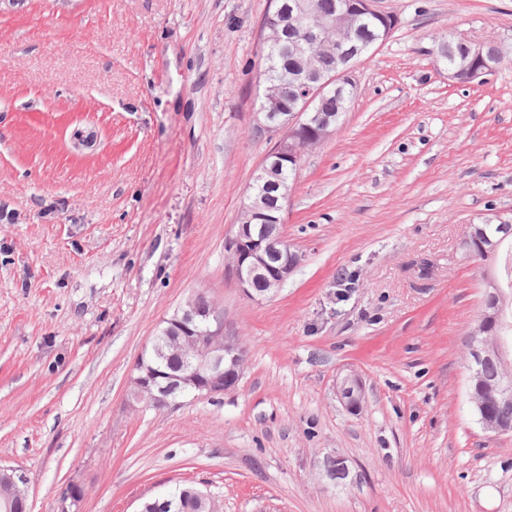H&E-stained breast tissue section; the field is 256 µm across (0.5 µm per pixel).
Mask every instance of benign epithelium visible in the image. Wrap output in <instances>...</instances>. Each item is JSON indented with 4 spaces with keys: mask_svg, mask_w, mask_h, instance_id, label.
Instances as JSON below:
<instances>
[{
    "mask_svg": "<svg viewBox=\"0 0 512 512\" xmlns=\"http://www.w3.org/2000/svg\"><path fill=\"white\" fill-rule=\"evenodd\" d=\"M314 12V0H294L291 5L283 4L281 0H269V9L262 25L265 44L274 40L276 27L286 30L301 25L303 30L288 45L289 52L299 62L297 93L290 103L281 105L272 95L270 87L264 84V79H259L264 92L260 108L255 113L256 129L267 134L274 144L255 176V183L243 206L244 219L236 225L230 241L233 274L238 287L249 298L275 295L302 260V256L291 250L284 239L268 236L263 231V225L259 224L261 220L281 221V214L269 215L264 212L263 190L279 187L283 201H288L291 185L284 180V169L297 166L308 143H321L336 131V116L322 112L317 105L318 99L336 92L343 84L351 83L355 66L371 46L367 45L353 54L347 51L345 40L336 41L334 49L344 61V67L333 75H321L316 71L312 51L324 43L328 31L336 28L348 33L355 24L373 18L380 25L376 40L382 42L397 24L393 16L375 8V0H348L347 4L330 12L322 21H310ZM457 42L462 52L457 64L448 69V78L457 83L483 81L499 68L501 58L507 55L502 46L492 53L484 42L461 38ZM258 279L267 282V288L262 293L254 288ZM200 319L207 324L205 336L194 334ZM167 322L185 337L180 345L184 353V366L177 373L164 371L161 367L163 347L150 343L148 350L153 357H140L131 378L132 399L136 403L163 410L178 406L187 398L222 395L235 385L245 361L236 337L224 335V313L221 309L214 306L202 311L193 300L188 299ZM492 358L507 362L504 337L485 338L472 347L473 364ZM482 389L490 391L498 401H512V385L509 383L501 381L493 386H472L471 398L477 399ZM362 396L360 379L356 376L345 378L340 393L344 403L354 409ZM0 477L12 486L17 499L27 501L24 490L27 479L20 470L0 466ZM148 508L183 512L184 501L171 499L162 492L153 496L152 502L142 503L139 512H146ZM195 509L196 512H221L222 504L217 495L206 493L196 498Z\"/></svg>",
    "mask_w": 512,
    "mask_h": 512,
    "instance_id": "benign-epithelium-1",
    "label": "benign epithelium"
}]
</instances>
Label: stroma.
Returning <instances> with one entry per match:
<instances>
[{"instance_id":"stroma-1","label":"stroma","mask_w":512,"mask_h":512,"mask_svg":"<svg viewBox=\"0 0 512 512\" xmlns=\"http://www.w3.org/2000/svg\"><path fill=\"white\" fill-rule=\"evenodd\" d=\"M268 5L0 0V466L30 512L73 484L78 512H138L184 481L223 512H512V433L469 396L487 268L461 249L512 221V63L459 84L428 54L451 31L512 49V0H377L397 26L292 182L302 261L253 300L226 242L272 147L254 128ZM198 292L242 376L132 408L137 359Z\"/></svg>"}]
</instances>
